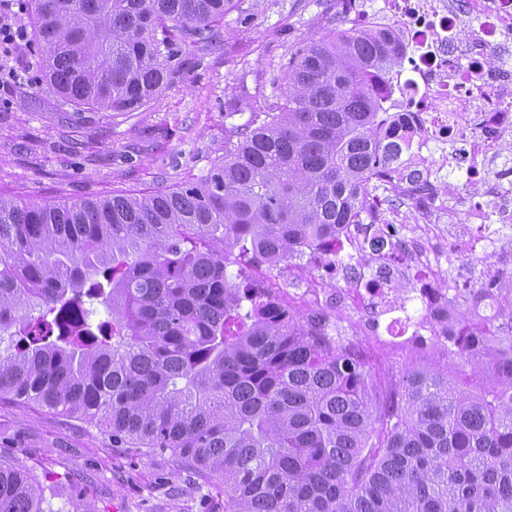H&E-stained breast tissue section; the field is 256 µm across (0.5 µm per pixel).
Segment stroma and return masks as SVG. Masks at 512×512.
Segmentation results:
<instances>
[{
	"instance_id": "1",
	"label": "stroma",
	"mask_w": 512,
	"mask_h": 512,
	"mask_svg": "<svg viewBox=\"0 0 512 512\" xmlns=\"http://www.w3.org/2000/svg\"><path fill=\"white\" fill-rule=\"evenodd\" d=\"M347 26L336 0H234L144 112H77L24 73L0 107V195L74 202L206 174L230 130L279 102L289 56ZM0 461L68 479L94 512H224L223 483L36 405L0 400Z\"/></svg>"
}]
</instances>
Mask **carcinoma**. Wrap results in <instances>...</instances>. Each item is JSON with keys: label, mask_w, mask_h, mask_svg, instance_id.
<instances>
[{"label": "carcinoma", "mask_w": 512, "mask_h": 512, "mask_svg": "<svg viewBox=\"0 0 512 512\" xmlns=\"http://www.w3.org/2000/svg\"><path fill=\"white\" fill-rule=\"evenodd\" d=\"M27 6L59 101L143 112L233 0ZM399 64L370 27L326 32L198 180L0 197V399L170 455L224 483V512H512V273L475 293L498 300L493 341L453 328L443 359L396 376L247 304L227 273L238 246L278 265L361 223V180L395 152L378 80ZM65 487L0 462V512H93Z\"/></svg>", "instance_id": "1"}]
</instances>
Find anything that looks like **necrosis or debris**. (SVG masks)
<instances>
[{
    "label": "necrosis or debris",
    "mask_w": 512,
    "mask_h": 512,
    "mask_svg": "<svg viewBox=\"0 0 512 512\" xmlns=\"http://www.w3.org/2000/svg\"><path fill=\"white\" fill-rule=\"evenodd\" d=\"M361 21L377 26L406 51L400 72L389 75L385 133L404 150L390 193L428 196L434 151L448 150L461 175L468 207L448 232L446 250L434 248L435 224H344L335 240L304 247L288 281L256 264L246 282L250 299L273 313L296 311L323 319L339 311L348 345L389 316L387 345L398 353L445 340L449 321L493 335L485 309L472 306L471 289L498 279L503 269L482 264L512 226V0H371ZM471 263V277H448L449 257ZM335 280L336 292L324 283Z\"/></svg>",
    "instance_id": "4bbe7bcc"
}]
</instances>
